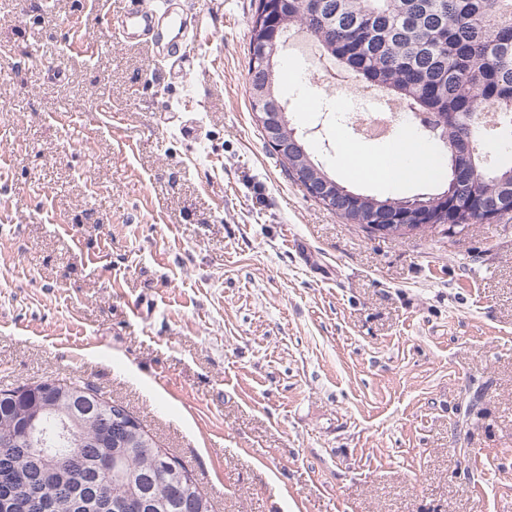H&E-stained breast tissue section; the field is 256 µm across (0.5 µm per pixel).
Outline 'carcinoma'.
<instances>
[{"instance_id":"carcinoma-1","label":"carcinoma","mask_w":512,"mask_h":512,"mask_svg":"<svg viewBox=\"0 0 512 512\" xmlns=\"http://www.w3.org/2000/svg\"><path fill=\"white\" fill-rule=\"evenodd\" d=\"M325 18L333 27L317 25L296 0L288 14L251 26L250 40L281 46L291 30L310 33L323 50L359 75L365 86L382 88L401 101L407 110L435 121L448 115V143L455 152L448 157L449 224H482L485 207L512 190V164L489 167L479 148L481 128L471 125L467 113L479 99L500 106L499 124L512 127L505 101L512 98V0H321ZM479 72L480 80L473 78ZM281 74L268 77L261 71L249 74L248 84L265 89L250 92L253 112L283 105L276 88ZM295 135L299 148L295 157L280 162L288 177L292 169L311 160L304 135ZM335 212L350 224L385 223L391 214L401 224H420L435 198L419 199L420 205L400 198L381 199L356 193L335 183ZM463 210H458V207ZM83 392V400L60 401L43 413L54 421L72 415L70 427L84 442L71 461H57V474L47 477L49 467L20 447H0V492L10 491L18 502L34 488L44 491L43 512H72L70 490L75 484L95 479L115 497L130 502L128 512H211L210 502L196 489L179 488L153 475L162 462L159 447L141 433L129 444L115 447L104 419H92L99 407L110 406L91 384L67 383ZM0 390V436L21 422L30 403Z\"/></svg>"}]
</instances>
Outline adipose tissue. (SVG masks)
Wrapping results in <instances>:
<instances>
[{"label":"adipose tissue","mask_w":512,"mask_h":512,"mask_svg":"<svg viewBox=\"0 0 512 512\" xmlns=\"http://www.w3.org/2000/svg\"><path fill=\"white\" fill-rule=\"evenodd\" d=\"M357 165L346 166L349 176H356L358 168H366L378 183L399 186L414 179H427L436 174V159L423 149L414 136L398 138L388 149L387 155L374 158L364 150H357Z\"/></svg>","instance_id":"ef3b65f1"}]
</instances>
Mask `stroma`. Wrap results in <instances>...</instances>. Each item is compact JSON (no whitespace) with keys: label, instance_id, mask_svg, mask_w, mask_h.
I'll list each match as a JSON object with an SVG mask.
<instances>
[{"label":"stroma","instance_id":"stroma-1","mask_svg":"<svg viewBox=\"0 0 512 512\" xmlns=\"http://www.w3.org/2000/svg\"><path fill=\"white\" fill-rule=\"evenodd\" d=\"M127 0H0V376L93 384L213 512H512V222L383 238L289 179L251 111L255 0L173 76ZM342 168L356 80L277 88Z\"/></svg>","mask_w":512,"mask_h":512}]
</instances>
